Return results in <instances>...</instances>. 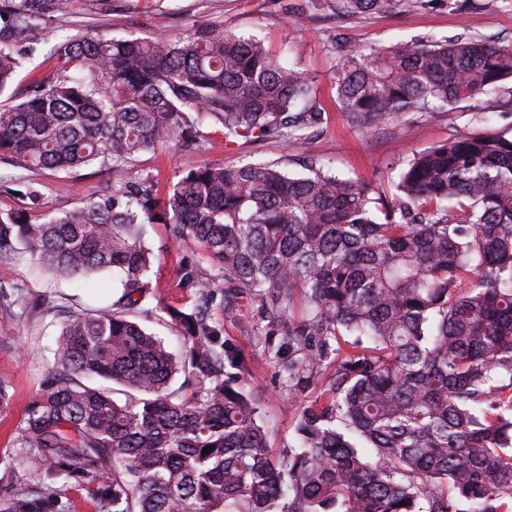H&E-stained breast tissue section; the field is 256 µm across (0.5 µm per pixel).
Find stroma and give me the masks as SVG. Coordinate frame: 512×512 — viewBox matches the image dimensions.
Returning a JSON list of instances; mask_svg holds the SVG:
<instances>
[{"label": "stroma", "instance_id": "35a3bbf8", "mask_svg": "<svg viewBox=\"0 0 512 512\" xmlns=\"http://www.w3.org/2000/svg\"><path fill=\"white\" fill-rule=\"evenodd\" d=\"M40 29L39 44L16 45L23 66L11 89L13 101H21L36 84L51 82L62 73L64 65L54 48L77 34L182 38L199 29H213L258 41L275 59L307 73L314 81L323 121L303 141L272 138L228 147L219 136L198 150L144 153L121 176L93 165L77 172L71 188L66 187L64 174L25 170L0 160V213L22 212L34 222L76 210L122 178L149 175L156 189L165 191L205 163H275L301 174L314 159L330 173L371 185L374 197L388 201L414 153L463 133L512 138V108L490 109L486 95L451 107L402 112L363 129L341 112L333 82L340 39L377 48L412 40L510 43L512 0H421L417 6L356 15L341 12L337 0H70L66 13L46 15ZM146 242L153 252V293L136 319L177 351L181 343L176 331L165 325L163 309L194 302L195 290L182 281V268L195 269L203 282L220 285L224 277L204 259L197 243L176 238L169 225H148ZM115 290L116 283L107 274L83 284L43 271L20 248L0 259V382L7 384L11 395L8 408L0 411V459L15 462L20 457L19 428L29 404L50 377V350L65 321L73 312L101 305L104 296ZM46 295L53 299L52 308L38 304ZM244 310L239 316L216 307L210 315L223 327L225 344L250 370L243 388L256 401L257 422L269 453L283 462L295 450V429L303 408L322 402L333 367L324 364L321 375L303 391L289 390L288 375L276 358L282 338L274 333L271 318L262 317L254 302H246Z\"/></svg>", "mask_w": 512, "mask_h": 512}]
</instances>
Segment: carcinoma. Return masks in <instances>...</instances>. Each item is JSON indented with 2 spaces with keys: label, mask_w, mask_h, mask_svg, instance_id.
I'll return each instance as SVG.
<instances>
[{
  "label": "carcinoma",
  "mask_w": 512,
  "mask_h": 512,
  "mask_svg": "<svg viewBox=\"0 0 512 512\" xmlns=\"http://www.w3.org/2000/svg\"><path fill=\"white\" fill-rule=\"evenodd\" d=\"M68 4L0 13V96L21 66L14 45L37 41V19ZM55 53L73 73L0 105V160L23 169L121 173L141 153L199 148L210 120L227 147L304 140L323 119L311 79L224 31L85 33ZM507 79L512 43L483 40L344 44L334 75L342 111L364 128ZM384 209L381 220L358 181L261 163L204 164L161 196L147 176L123 181L39 224L0 215V258L22 245L53 274L120 284L105 308L64 324L20 464L95 483L98 512H512V138L460 134L415 155ZM146 224L172 225L224 272V297L198 282L199 303L164 309L180 356L131 318L152 288ZM300 295L309 311L297 318ZM244 299L277 318L288 388L334 366L286 464L268 453L255 400L224 378L227 363L246 369L210 310ZM0 512H63L62 490Z\"/></svg>",
  "instance_id": "1"
}]
</instances>
